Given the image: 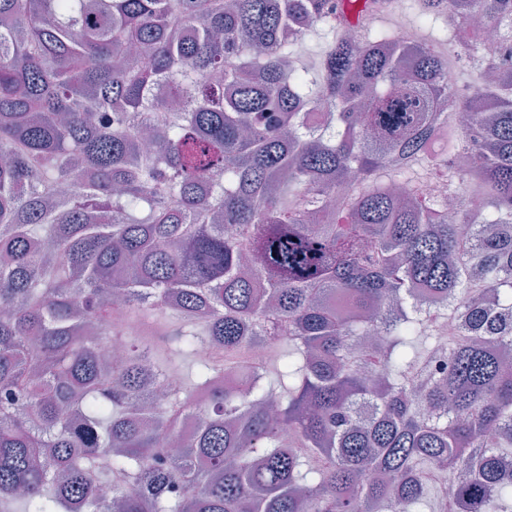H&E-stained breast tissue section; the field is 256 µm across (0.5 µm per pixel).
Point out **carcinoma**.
<instances>
[{"label":"carcinoma","instance_id":"cac0c4a2","mask_svg":"<svg viewBox=\"0 0 512 512\" xmlns=\"http://www.w3.org/2000/svg\"><path fill=\"white\" fill-rule=\"evenodd\" d=\"M416 4L456 61L392 0H0V512H512V0Z\"/></svg>","mask_w":512,"mask_h":512}]
</instances>
